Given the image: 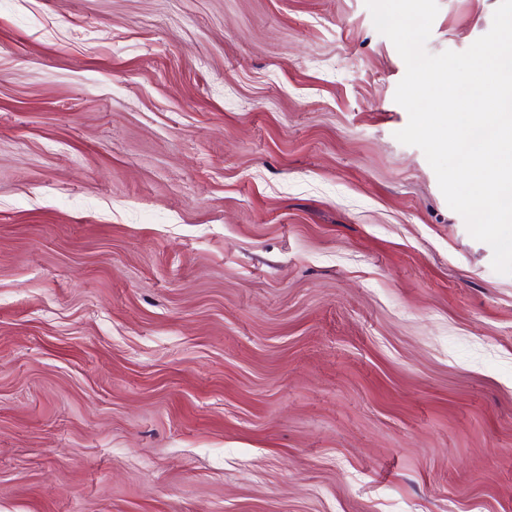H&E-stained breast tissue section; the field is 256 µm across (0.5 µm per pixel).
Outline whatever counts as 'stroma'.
Instances as JSON below:
<instances>
[{
    "label": "stroma",
    "instance_id": "1",
    "mask_svg": "<svg viewBox=\"0 0 512 512\" xmlns=\"http://www.w3.org/2000/svg\"><path fill=\"white\" fill-rule=\"evenodd\" d=\"M405 71L365 0H0V512H512V275Z\"/></svg>",
    "mask_w": 512,
    "mask_h": 512
}]
</instances>
